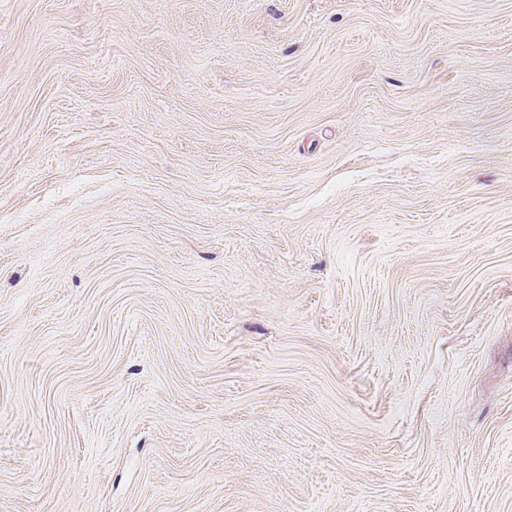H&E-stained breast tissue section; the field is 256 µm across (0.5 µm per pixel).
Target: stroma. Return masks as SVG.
Instances as JSON below:
<instances>
[{"label":"stroma","mask_w":512,"mask_h":512,"mask_svg":"<svg viewBox=\"0 0 512 512\" xmlns=\"http://www.w3.org/2000/svg\"><path fill=\"white\" fill-rule=\"evenodd\" d=\"M0 512H512V0H0Z\"/></svg>","instance_id":"35a3bbf8"}]
</instances>
